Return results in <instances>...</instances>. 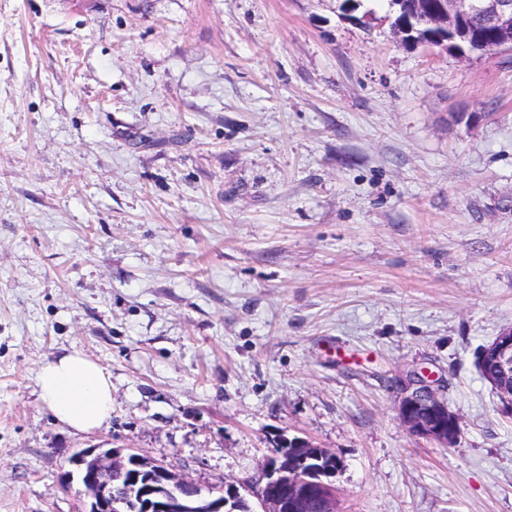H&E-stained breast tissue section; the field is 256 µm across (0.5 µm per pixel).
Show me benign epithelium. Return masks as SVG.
I'll use <instances>...</instances> for the list:
<instances>
[{
    "label": "benign epithelium",
    "mask_w": 512,
    "mask_h": 512,
    "mask_svg": "<svg viewBox=\"0 0 512 512\" xmlns=\"http://www.w3.org/2000/svg\"><path fill=\"white\" fill-rule=\"evenodd\" d=\"M396 14L393 31L416 41L422 31L436 46L484 52L486 37L471 30L476 16L488 19L495 49L512 50V0H390ZM483 377L495 390L504 410L512 414V327L494 337L480 353ZM398 415L408 431L438 443L455 445L460 419L448 409L439 380L425 373L411 375L398 404ZM305 439H285L267 457L252 496L261 512H338L336 470L320 463L335 454L328 448L310 452ZM71 469L59 475L68 488L78 483L77 512H223L241 497L234 484L202 489L188 476L177 475L132 448H85L69 458Z\"/></svg>",
    "instance_id": "7a95c632"
}]
</instances>
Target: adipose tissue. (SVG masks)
<instances>
[{"label":"adipose tissue","instance_id":"ef3b65f1","mask_svg":"<svg viewBox=\"0 0 512 512\" xmlns=\"http://www.w3.org/2000/svg\"><path fill=\"white\" fill-rule=\"evenodd\" d=\"M39 394L53 417L79 432L107 425L112 417V381L96 362L68 353L44 364Z\"/></svg>","mask_w":512,"mask_h":512}]
</instances>
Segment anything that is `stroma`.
Wrapping results in <instances>:
<instances>
[{
	"mask_svg": "<svg viewBox=\"0 0 512 512\" xmlns=\"http://www.w3.org/2000/svg\"><path fill=\"white\" fill-rule=\"evenodd\" d=\"M0 0V512H74L75 451L201 488L277 442L336 453L340 512H512V51L396 36L386 0ZM78 351L112 418L38 394ZM462 433L413 436L410 373ZM478 364L503 409L512 414V327L500 330L482 349ZM38 385L40 397L53 417L73 430H98L112 417L110 376L78 352L44 364Z\"/></svg>",
	"mask_w": 512,
	"mask_h": 512,
	"instance_id": "1",
	"label": "stroma"
}]
</instances>
